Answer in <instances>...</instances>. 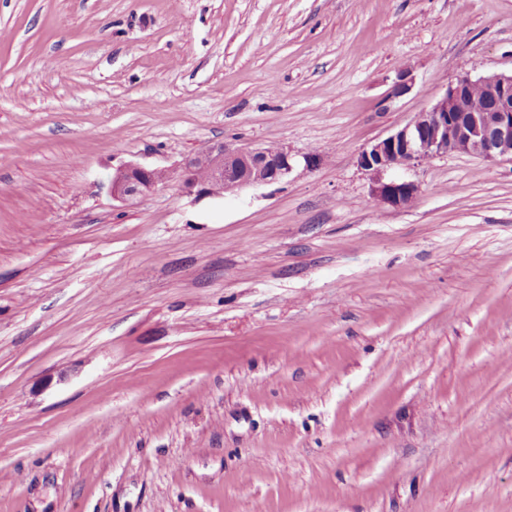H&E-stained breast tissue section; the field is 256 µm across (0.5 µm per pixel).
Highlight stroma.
I'll use <instances>...</instances> for the list:
<instances>
[{
  "mask_svg": "<svg viewBox=\"0 0 512 512\" xmlns=\"http://www.w3.org/2000/svg\"><path fill=\"white\" fill-rule=\"evenodd\" d=\"M489 72L512 0H0V512H512V161L357 163ZM219 141L297 162L113 200ZM170 177V172L166 169L128 163L112 173L110 192L113 200L128 202L152 192Z\"/></svg>",
  "mask_w": 512,
  "mask_h": 512,
  "instance_id": "stroma-1",
  "label": "stroma"
}]
</instances>
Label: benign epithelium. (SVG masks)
<instances>
[{
	"instance_id": "obj_1",
	"label": "benign epithelium",
	"mask_w": 512,
	"mask_h": 512,
	"mask_svg": "<svg viewBox=\"0 0 512 512\" xmlns=\"http://www.w3.org/2000/svg\"><path fill=\"white\" fill-rule=\"evenodd\" d=\"M413 84L412 68H399L391 94L406 93ZM479 86L488 107H472L470 88ZM448 153H466L488 161L512 158V74L491 73L472 79L460 78L429 110L412 122L365 147L358 165L374 178L373 197L393 207L413 202L419 186L412 181L387 179L390 171L409 169ZM294 157L287 147L233 148L213 143L186 158L178 167L179 181L187 194L221 197L247 186L288 179ZM170 178V172L128 163L112 173V199L128 202L152 192Z\"/></svg>"
}]
</instances>
